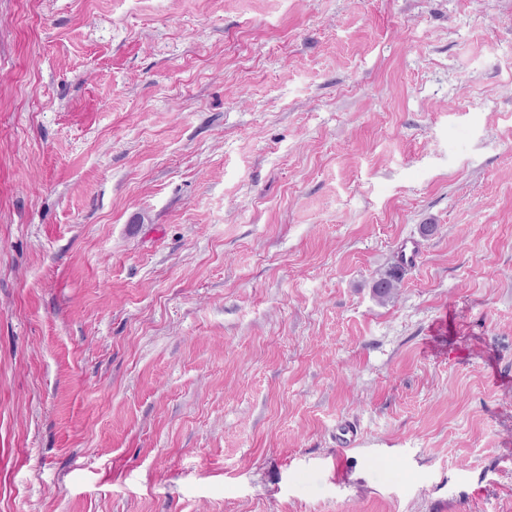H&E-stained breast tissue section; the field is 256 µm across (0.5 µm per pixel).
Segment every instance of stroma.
<instances>
[{
  "mask_svg": "<svg viewBox=\"0 0 512 512\" xmlns=\"http://www.w3.org/2000/svg\"><path fill=\"white\" fill-rule=\"evenodd\" d=\"M0 512H512V0H0Z\"/></svg>",
  "mask_w": 512,
  "mask_h": 512,
  "instance_id": "1",
  "label": "stroma"
}]
</instances>
